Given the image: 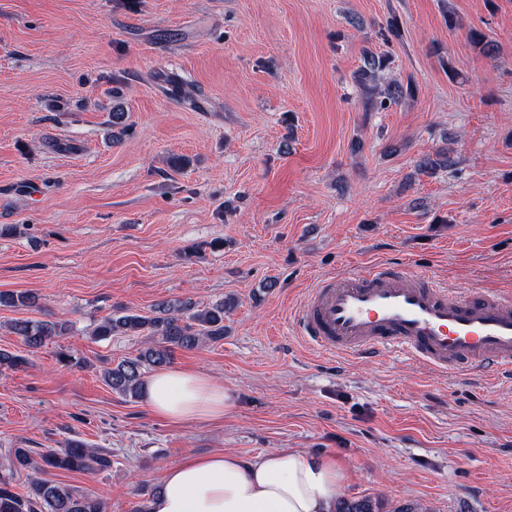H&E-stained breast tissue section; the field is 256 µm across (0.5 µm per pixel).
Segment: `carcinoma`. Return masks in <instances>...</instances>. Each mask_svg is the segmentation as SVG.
Segmentation results:
<instances>
[{
	"instance_id": "1",
	"label": "carcinoma",
	"mask_w": 512,
	"mask_h": 512,
	"mask_svg": "<svg viewBox=\"0 0 512 512\" xmlns=\"http://www.w3.org/2000/svg\"><path fill=\"white\" fill-rule=\"evenodd\" d=\"M384 42L399 41L403 28L395 18L387 21L376 31ZM470 40L488 57L495 54L494 44L486 34L472 30ZM391 59L384 54H370L358 74L372 109L385 110L414 96L416 86L412 80L402 82L385 77ZM457 161L448 149L436 153V158L425 156L417 164L420 173H432L439 168L452 169ZM17 308H33L38 304L33 294L1 295L0 304ZM227 303L223 300L197 309L192 304L161 303L158 315L153 317L136 313L113 314L101 319L91 335L106 339L112 336L146 334L148 346L132 358L103 370L104 380L112 390L131 398L141 394L145 371L170 364L177 349H194L205 342L224 339V315ZM72 328L68 320L32 321L16 319L9 325L12 334L18 336L30 350H37L46 342L67 335ZM6 463L0 465V512H105L104 503L95 495L70 486L42 479L39 474L49 470L74 473H98L112 469V451L92 448L77 440L64 448H48L33 456L28 448H10ZM31 471L35 477L29 481V491L20 495L15 491V476ZM335 512H379V506L370 497L341 498Z\"/></svg>"
}]
</instances>
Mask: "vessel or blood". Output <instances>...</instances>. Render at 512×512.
<instances>
[{"label": "vessel or blood", "instance_id": "obj_1", "mask_svg": "<svg viewBox=\"0 0 512 512\" xmlns=\"http://www.w3.org/2000/svg\"><path fill=\"white\" fill-rule=\"evenodd\" d=\"M311 347L398 354L436 372L512 373V293L450 294L424 274L379 264L317 281L293 316Z\"/></svg>", "mask_w": 512, "mask_h": 512}]
</instances>
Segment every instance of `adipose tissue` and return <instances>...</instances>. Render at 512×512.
<instances>
[{
	"instance_id": "1",
	"label": "adipose tissue",
	"mask_w": 512,
	"mask_h": 512,
	"mask_svg": "<svg viewBox=\"0 0 512 512\" xmlns=\"http://www.w3.org/2000/svg\"><path fill=\"white\" fill-rule=\"evenodd\" d=\"M153 414L173 422L214 421L233 406L211 376L176 367L142 385ZM342 474L334 459L281 449L248 461L228 451L186 455L167 467L150 512H334Z\"/></svg>"
}]
</instances>
